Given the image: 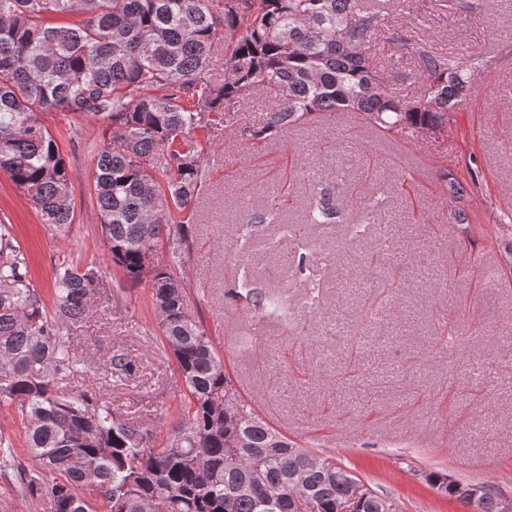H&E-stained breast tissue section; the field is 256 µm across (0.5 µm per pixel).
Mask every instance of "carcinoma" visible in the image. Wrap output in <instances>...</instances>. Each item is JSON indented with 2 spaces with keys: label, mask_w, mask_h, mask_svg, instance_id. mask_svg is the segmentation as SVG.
Here are the masks:
<instances>
[{
  "label": "carcinoma",
  "mask_w": 512,
  "mask_h": 512,
  "mask_svg": "<svg viewBox=\"0 0 512 512\" xmlns=\"http://www.w3.org/2000/svg\"><path fill=\"white\" fill-rule=\"evenodd\" d=\"M385 16L371 0H0V173L62 231L75 220L71 177L41 115L103 120L92 179L106 256L127 281L151 282L186 397L162 438L117 416L104 396L59 391V382L85 376L73 335L112 294L98 265L63 263L48 311L0 220V407L25 420L39 464L22 467L0 434V472L12 471L47 512H299L298 492L313 512H341L354 494V476L336 458L297 446L241 400L188 311L178 269L206 179L204 144L250 91L276 96L264 125L242 130L257 142L318 112L354 113L383 136L454 124L477 87L479 58L419 51V94L402 99L368 56ZM219 50L229 71L222 82L210 69ZM349 203L324 197L309 223H329ZM360 213L355 238L381 223L376 203ZM162 245L170 263L144 272L146 254ZM245 298L265 314L284 305L270 292ZM108 365L119 379L137 373L119 347ZM426 480L468 507L448 478ZM352 507L396 512L368 486Z\"/></svg>",
  "instance_id": "obj_1"
}]
</instances>
